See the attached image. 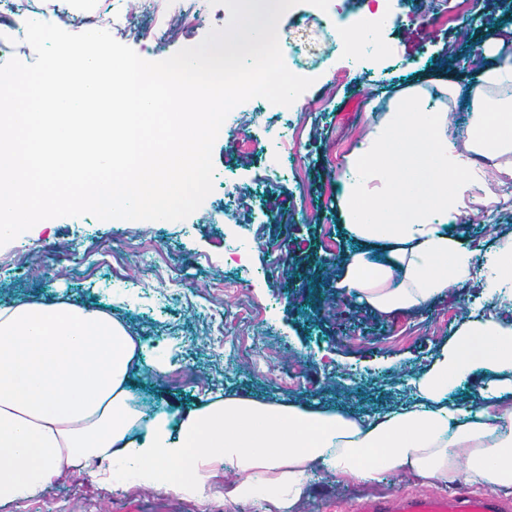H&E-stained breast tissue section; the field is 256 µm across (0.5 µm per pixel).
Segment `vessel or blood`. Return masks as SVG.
I'll use <instances>...</instances> for the list:
<instances>
[{
  "label": "vessel or blood",
  "mask_w": 512,
  "mask_h": 512,
  "mask_svg": "<svg viewBox=\"0 0 512 512\" xmlns=\"http://www.w3.org/2000/svg\"><path fill=\"white\" fill-rule=\"evenodd\" d=\"M350 512H512V504L497 496L457 488L445 494L426 492L367 496L354 501Z\"/></svg>",
  "instance_id": "b4317fda"
}]
</instances>
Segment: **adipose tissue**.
I'll return each instance as SVG.
<instances>
[{
    "instance_id": "obj_1",
    "label": "adipose tissue",
    "mask_w": 512,
    "mask_h": 512,
    "mask_svg": "<svg viewBox=\"0 0 512 512\" xmlns=\"http://www.w3.org/2000/svg\"><path fill=\"white\" fill-rule=\"evenodd\" d=\"M484 53L490 63L467 93V140L448 134L456 85L438 84L434 100L417 84L370 114L346 158L336 202L355 247L335 288L379 313L423 308L468 279L476 252L454 228L512 178V49L491 42ZM168 370L165 359L146 360L108 307L1 301L0 507L79 477L204 504L218 468L237 477L225 498L277 512H293L322 466L366 485L408 472L512 491V322L463 323L418 378L417 402L382 416L240 396L139 409L134 377ZM474 375L478 397L464 407L449 400Z\"/></svg>"
}]
</instances>
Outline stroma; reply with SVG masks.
<instances>
[{
    "instance_id": "stroma-1",
    "label": "stroma",
    "mask_w": 512,
    "mask_h": 512,
    "mask_svg": "<svg viewBox=\"0 0 512 512\" xmlns=\"http://www.w3.org/2000/svg\"><path fill=\"white\" fill-rule=\"evenodd\" d=\"M413 18L388 4L389 23L374 42L383 57L347 65L352 45L342 42L337 17L370 14L375 0H329L333 19L315 18L299 0L280 18L278 38L289 70L312 78L294 103L300 133L295 145L278 138L281 117L263 101L232 110L212 148L214 182L201 206L182 221L104 223L82 215L35 225L0 246V301L16 297L107 304L139 336L146 357L163 353L170 369L139 378L134 391L151 406L189 408L227 395L316 403L326 408L386 413L412 404L415 379L465 320L478 316L471 301L486 295L476 268L463 285L413 312L381 315L331 282L339 257L353 243L341 224L336 181L357 146L372 109L368 80L381 74L377 95L387 99L413 83L450 79L467 86L491 38L512 39V0H411ZM204 12L201 22L163 40V15L141 14L143 32L114 38L147 61H161L226 27L209 0H186ZM343 84H336L337 70ZM255 122L242 127L245 115ZM256 141L253 153L236 145L239 133ZM253 193L254 208L224 211L226 185ZM495 221L465 216L457 233L481 252L512 230V179L496 189ZM236 248L239 261L229 258ZM395 472L373 485L315 469L307 495L294 512H320L323 500L385 496L421 490ZM167 498L180 512H265L260 504L233 505L222 498L202 506L174 491L131 485L112 489L86 479L50 486L21 508L0 512H106L114 499Z\"/></svg>"
}]
</instances>
